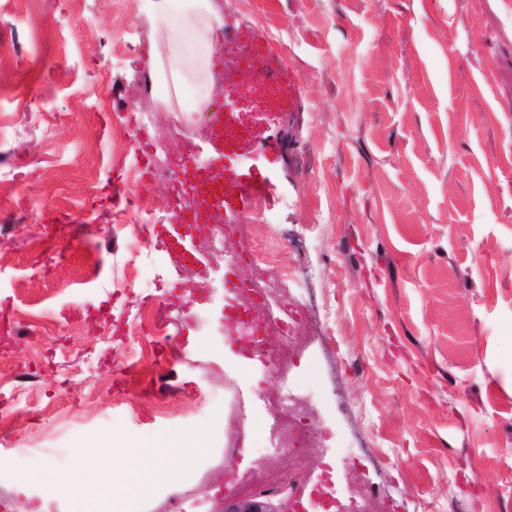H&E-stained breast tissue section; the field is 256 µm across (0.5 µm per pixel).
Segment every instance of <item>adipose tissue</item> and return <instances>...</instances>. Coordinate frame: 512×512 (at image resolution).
<instances>
[{
    "label": "adipose tissue",
    "instance_id": "ef3b65f1",
    "mask_svg": "<svg viewBox=\"0 0 512 512\" xmlns=\"http://www.w3.org/2000/svg\"><path fill=\"white\" fill-rule=\"evenodd\" d=\"M138 13L165 37L166 64L174 78H181L188 64L187 42L212 49L224 28L223 19L215 12L210 0H138ZM113 460L121 462L122 477L111 471L100 473L99 479L109 491L100 497L93 508L83 505V483L72 477L66 486H59L54 478H47L49 491L65 489L76 505V512H134V504L145 481L153 475L174 478L175 469L166 465L167 459L188 456V449L166 448L158 452H141L126 447L125 443L111 444L107 449Z\"/></svg>",
    "mask_w": 512,
    "mask_h": 512
}]
</instances>
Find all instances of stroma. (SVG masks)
<instances>
[{"label": "stroma", "mask_w": 512, "mask_h": 512, "mask_svg": "<svg viewBox=\"0 0 512 512\" xmlns=\"http://www.w3.org/2000/svg\"><path fill=\"white\" fill-rule=\"evenodd\" d=\"M211 2L232 36L210 72L195 54L180 100L206 89L211 109L183 116L168 71L146 68L157 35L137 0H0V456L37 458L0 468V499L75 512L46 470L66 483L85 454L91 504L113 431L130 448L191 432L178 486L224 512L225 470L292 466L266 441L288 383L329 440L303 460L309 483L366 512H512V0ZM217 152L227 192L270 198L230 243L174 236L162 189L110 199L156 159ZM51 216L68 222L41 254ZM255 241L276 261L248 278L313 269L327 314L285 374L224 354L220 274ZM328 338L359 375L331 376Z\"/></svg>", "instance_id": "1"}]
</instances>
